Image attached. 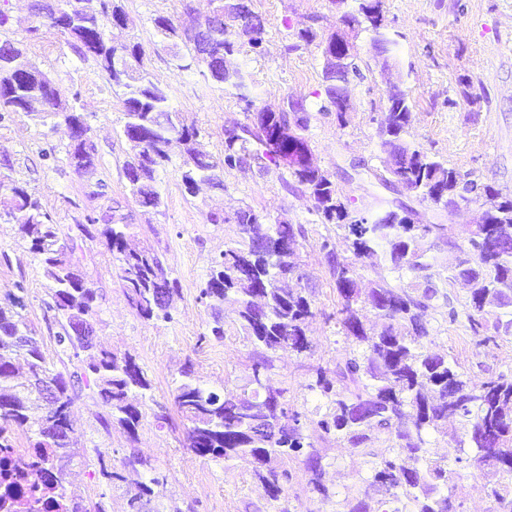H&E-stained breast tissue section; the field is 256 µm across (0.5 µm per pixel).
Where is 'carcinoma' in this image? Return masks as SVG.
<instances>
[{
	"label": "carcinoma",
	"mask_w": 512,
	"mask_h": 512,
	"mask_svg": "<svg viewBox=\"0 0 512 512\" xmlns=\"http://www.w3.org/2000/svg\"><path fill=\"white\" fill-rule=\"evenodd\" d=\"M86 0H59L66 13L55 18L49 5L34 0L40 25L64 37L84 60L91 61L108 81L125 89L123 135L133 156L123 165L129 193L144 209H156L161 199L155 187L158 169L169 163L172 144L183 158L181 182L189 194L201 183H210L216 173L235 167H255L267 174L282 167V158H302L311 149L307 136L309 116L299 100L285 107L258 108V122L246 123L241 132L224 138L223 155L216 158L198 146L200 129L183 122L169 104L167 93L150 81L142 45L122 36L126 27L120 0H107L109 12L91 11ZM357 8L344 16L346 24L363 23L371 0H356ZM201 28L196 42L184 39L185 26ZM365 24V23H363ZM158 37L174 48L177 67L202 69L213 83L230 85L237 98L253 107L245 77L237 70H224V56L237 51V38L249 46L262 47L264 21L256 12L242 22L236 0H220L218 9L200 23L186 7L182 18L154 19ZM364 30L390 52L392 40L384 29L366 23ZM23 50L12 41L0 42V120L5 112H37L63 122L82 114L62 98L59 87L44 72L23 61ZM357 62L346 73L326 81L322 111L331 112L349 95L350 79L360 78ZM392 109L387 131L380 132L382 146H391L394 168L376 169L373 176L383 184L410 186L417 197L438 210L448 204L479 202L487 208V221L470 231L467 247L452 236L450 224H411L392 208L375 213L368 224L358 223L357 210L338 197L336 186L319 168H288L292 182L285 187L304 188L327 224L345 229L349 254L336 252L331 237L322 238L319 251L329 283L336 292V323L350 347L331 367L319 366L307 389L317 393L320 404L311 414L313 429L324 443H335L364 459L369 473L361 483L382 491L377 505L368 493L345 499L340 512H448L456 491L455 470L448 460L428 455L425 436L446 435L448 421L459 425L455 436L461 455L455 463L489 466L496 477L491 488L493 512H512V377L500 374L473 386L448 357L427 350L430 330L426 315L441 297L447 319L459 313L430 280L426 271L430 253L448 247L447 280H467V319L477 344L488 346L503 336L512 337V195L490 183L462 176L448 163L407 140L412 112L406 93L387 98ZM69 164L80 176L94 172L96 147L85 150L82 142L70 141ZM19 226L22 239L37 255L48 282L47 309L55 312L59 331L54 340L62 351L88 354V360L68 373L57 370L42 349L36 331L17 310L0 308V512H107L101 502H86L68 495L69 465L76 455L71 443L43 435L44 421L61 431H74L72 407L77 392L96 395L107 409L103 426L117 425L130 436L137 434L143 418L140 401L150 396L151 381L135 360L119 356L95 343L88 344L83 328H95L98 289L90 286L75 263L64 232L41 203L17 180L0 194V219ZM211 224H234L238 239L230 241L211 262L209 278L201 297L214 310L212 336L224 338V301L236 305L235 321L250 341L253 352L247 384L239 394H219L204 388L191 368L181 371L174 402L186 422L184 447L199 457L240 460L272 501H279L284 485L294 473L278 466L288 459L308 476V485L321 497L331 492L323 482L324 449L315 447L305 434L307 415L288 403L285 390L267 386L273 357L280 351L297 355L311 352L307 335L315 317L314 292L309 287L285 288L289 274L300 269V251L306 241L301 224L268 223L251 207L231 214L211 213ZM77 227L83 237L98 240L118 261L117 279L129 306L147 321L170 319V302L179 293L178 280L160 255L147 247L131 248L128 238L134 224L116 205L105 212L89 208ZM384 261L394 270L413 274L415 283L394 286L383 278L365 280V271ZM374 311L378 327L364 321L365 309ZM26 339L21 351L17 338ZM27 371L42 373L56 381L55 404L42 405L41 392L17 381L16 362ZM23 435L26 447L15 446ZM471 451L466 458L462 454ZM163 484L153 476L128 492L127 506L144 512Z\"/></svg>",
	"instance_id": "cac0c4a2"
}]
</instances>
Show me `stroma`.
I'll return each mask as SVG.
<instances>
[{"label":"stroma","mask_w":512,"mask_h":512,"mask_svg":"<svg viewBox=\"0 0 512 512\" xmlns=\"http://www.w3.org/2000/svg\"><path fill=\"white\" fill-rule=\"evenodd\" d=\"M30 5L31 0H0V9L10 17L0 36L21 43L27 59L52 77L82 113L99 162L92 178L78 176L68 164V131L59 118L9 112L0 121V177L25 183L54 222L72 235L87 204L103 209L121 204L136 226V243L158 251L181 288L170 319L143 320L118 285L116 261L98 242H88L83 270L100 293L99 339L113 352L132 356L153 390L141 403L143 418L133 438L119 427H103L105 409L99 399L87 390L79 394L72 436L79 454L71 464L68 494L103 501L108 512H127V492L134 482L156 475L164 483L156 487L146 512H278L282 507L287 512H337L345 498L361 489L358 474L366 469L362 459L327 445L324 480L331 499L310 491L300 475L285 485L279 501H270L244 463L202 458L182 447L185 429L174 405V389L187 363L204 387L220 393L238 390L245 382L252 347L235 322L233 307L225 305V335L216 339L210 333L212 310L201 290L212 259L237 236L235 225L208 223L207 212L230 213L249 206L269 219L281 217L306 229L300 271L315 291L316 315L308 332L313 350L304 356L279 354L270 384L287 388L298 409H314L318 397L308 391V383L317 367L328 365L347 347L336 323V295L327 284L317 246L329 236L338 253L348 254L344 231L322 223L309 194L285 189L277 170L262 175L254 169H227L223 191L204 186L189 195L181 185L182 158L176 151L156 174L159 209L143 212L128 196L123 175L130 146L121 133V89L82 60L63 36L39 31ZM122 5L131 34L145 50L150 79L166 89L171 107L200 129L203 149L221 155L225 125L247 120L242 103L234 91L218 89L199 70L179 69L153 24L159 16L179 19L188 6L206 12L207 0H122ZM354 6V0L341 6L333 0H252L254 11L265 20L262 49L242 46L229 65L248 77L256 106L304 100L310 116L307 135L317 163L330 174L339 197L356 202L364 216L401 202L418 211L423 223L437 224L441 216L431 204L384 186L370 174L380 166V119L390 85L401 82L411 100V142L462 175L512 194V0H384L395 68L384 73L370 34L357 32L363 76L350 86L351 111L342 127L335 115L320 111L325 103L322 50L326 38L340 27L343 11ZM306 27L315 33L308 43L297 38ZM48 151L53 154L49 161L43 158ZM355 162L360 165L356 171L351 168ZM91 181L100 190L92 202L84 195ZM446 258V251H434L429 272L436 284L445 285L460 315L457 322H448L443 302L435 301L427 317L434 336L430 350L454 360L475 383L493 374H512V337L477 345L462 313L467 289L444 282ZM18 294L24 297L29 323L43 339L47 359L61 371L72 370L77 358L60 352L53 340L58 325L44 305L46 281L40 261L22 241L17 225L0 221V307ZM137 454L151 460L153 471L129 465ZM103 465L120 472L123 482L102 479ZM491 482L488 473H463L457 482L456 512H490Z\"/></svg>","instance_id":"stroma-1"}]
</instances>
